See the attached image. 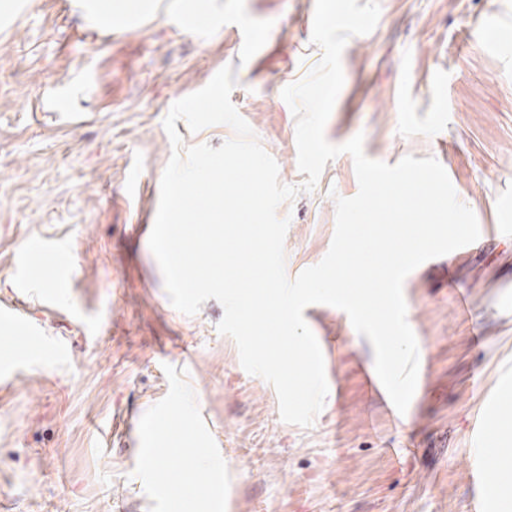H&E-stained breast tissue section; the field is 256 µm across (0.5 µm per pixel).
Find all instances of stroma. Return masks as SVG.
I'll return each instance as SVG.
<instances>
[{
  "label": "stroma",
  "mask_w": 512,
  "mask_h": 512,
  "mask_svg": "<svg viewBox=\"0 0 512 512\" xmlns=\"http://www.w3.org/2000/svg\"><path fill=\"white\" fill-rule=\"evenodd\" d=\"M314 2L213 0L193 29L177 0L122 25L77 0H0V306L30 239L73 264L67 312L43 299L48 254L30 260L38 287L22 299L32 326L68 340V359L0 321V512H176L175 497L213 484L218 512H469L472 427L489 401L512 415V0H380L374 30L342 54L327 141L363 134L366 156L390 165L434 157L485 227L404 281L431 368L400 425L366 378L371 343L325 304L304 318L333 349L335 382L310 426L283 422L274 388L218 332L222 305L176 310L148 245L172 155L163 120L224 66L280 182L302 185L281 92L321 60ZM489 21L495 45L475 47ZM236 22L270 33L256 57L239 53ZM54 87L73 113L49 112ZM357 192L342 154L279 206L288 277L324 258L334 198Z\"/></svg>",
  "instance_id": "stroma-1"
}]
</instances>
